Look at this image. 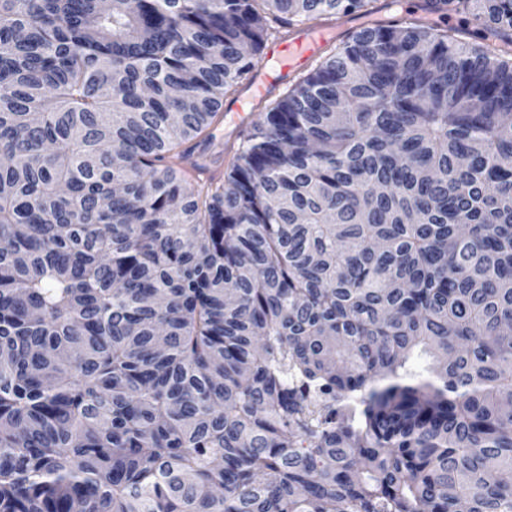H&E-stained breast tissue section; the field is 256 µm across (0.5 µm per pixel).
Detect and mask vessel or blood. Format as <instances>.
Segmentation results:
<instances>
[{"label": "vessel or blood", "instance_id": "obj_1", "mask_svg": "<svg viewBox=\"0 0 512 512\" xmlns=\"http://www.w3.org/2000/svg\"><path fill=\"white\" fill-rule=\"evenodd\" d=\"M326 41L325 34L300 28L293 32L288 41H274L268 44L266 54L278 59L280 70L272 76L255 75L250 87L259 94H266L270 87L277 83L287 81L288 77L297 69L305 66L313 54Z\"/></svg>", "mask_w": 512, "mask_h": 512}]
</instances>
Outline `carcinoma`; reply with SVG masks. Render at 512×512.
I'll use <instances>...</instances> for the list:
<instances>
[{"mask_svg":"<svg viewBox=\"0 0 512 512\" xmlns=\"http://www.w3.org/2000/svg\"><path fill=\"white\" fill-rule=\"evenodd\" d=\"M370 2L0 0V512H512V0L183 170L269 22Z\"/></svg>","mask_w":512,"mask_h":512,"instance_id":"carcinoma-1","label":"carcinoma"}]
</instances>
